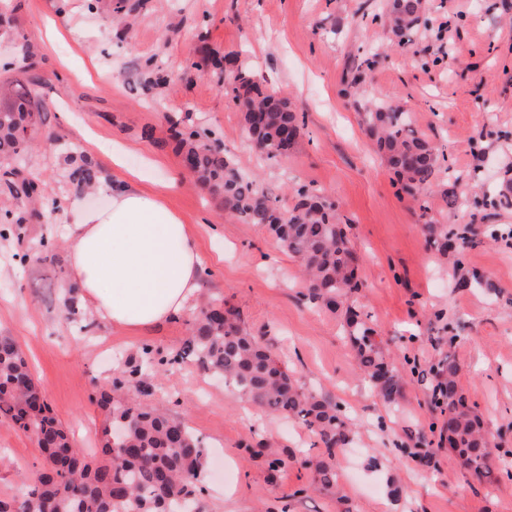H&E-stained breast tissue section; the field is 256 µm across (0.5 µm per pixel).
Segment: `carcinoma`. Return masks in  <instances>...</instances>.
I'll use <instances>...</instances> for the list:
<instances>
[{
  "label": "carcinoma",
  "instance_id": "carcinoma-1",
  "mask_svg": "<svg viewBox=\"0 0 512 512\" xmlns=\"http://www.w3.org/2000/svg\"><path fill=\"white\" fill-rule=\"evenodd\" d=\"M426 0H388L387 17L399 45L419 26ZM233 81L243 89L235 95L245 129L256 148L270 159L285 157L299 138L304 123L277 93L260 87L253 75L239 69ZM37 79L28 78L10 93L0 89V159H22L32 134L42 123L37 103ZM369 135L401 182L402 190L419 202L426 213L427 192L439 172L437 149L412 128L401 105L375 99L362 116ZM170 138L182 160L192 165V174L219 196L224 211L245 224L265 228L303 272L305 296L316 305L336 310L358 287L357 257L346 232L337 223L336 210L318 189L299 188L295 203L284 207L279 199L258 188L245 177L234 157L224 147L210 146L208 132L190 120L171 123ZM73 189L81 193L93 188L98 170L84 163L69 175ZM5 193L37 204L50 217L61 205L47 189L22 175L16 166L0 175ZM450 210L464 208L468 193L450 185L442 191ZM429 243L440 251L448 248V230L427 224ZM25 217L11 210L0 212V238L16 240L23 247L20 262L34 258L54 259L53 245L42 239L38 246L25 244ZM66 318L79 331L89 328L88 313L67 291ZM192 336L173 357H157L149 345L142 346L123 362L121 375L112 381V391L97 397L107 412L104 458L92 465L73 445L70 434L52 415L46 397L32 377L17 344L0 336V419L33 436L49 467L21 498H0V512H193L198 482L205 464L201 439L185 421L160 409L127 401L119 391L126 386L148 397L152 395V369L186 361L222 378L235 391L269 414L302 422L318 439L324 452L308 461L314 470L315 488L340 495L336 454L350 445V424L340 406L305 391L260 340L240 326L239 314L214 299L191 310ZM368 315L346 309L347 337L355 350L363 378L387 403L401 396L404 377L389 359L368 326ZM459 367L446 357L438 366L433 390L434 406L446 416L448 447L464 466L489 482L500 475L489 464L488 440L483 421L458 384ZM122 427L117 434L114 428Z\"/></svg>",
  "mask_w": 512,
  "mask_h": 512
}]
</instances>
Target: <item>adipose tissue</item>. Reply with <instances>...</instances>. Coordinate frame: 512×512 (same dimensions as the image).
<instances>
[{"label": "adipose tissue", "mask_w": 512, "mask_h": 512, "mask_svg": "<svg viewBox=\"0 0 512 512\" xmlns=\"http://www.w3.org/2000/svg\"><path fill=\"white\" fill-rule=\"evenodd\" d=\"M103 208L73 202L69 263L96 315L128 330L179 319L200 289L203 260L182 217L164 200L169 183L142 186L113 153Z\"/></svg>", "instance_id": "adipose-tissue-1"}]
</instances>
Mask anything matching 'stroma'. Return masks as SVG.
Returning a JSON list of instances; mask_svg holds the SVG:
<instances>
[{
  "mask_svg": "<svg viewBox=\"0 0 512 512\" xmlns=\"http://www.w3.org/2000/svg\"><path fill=\"white\" fill-rule=\"evenodd\" d=\"M426 18L402 47L385 0H96L92 9L87 0H0V82L36 75L44 112L23 173L62 204L55 223L27 224L29 240L55 239L54 263L19 264L17 243L0 240V336L15 340L80 446L103 444L106 413L93 391L111 390L117 353L145 344L177 352L192 323L185 314L130 331L97 319L82 333L66 320L71 161L92 162L105 182L119 151L144 185L163 182L183 168L169 122L188 116L260 189L289 202L298 188L321 190L352 242L359 288L347 301L370 315L405 375L395 404L362 379L343 314L313 307L296 259L264 228L225 214L188 174L165 197L204 260L200 298L224 299L304 388L343 406L352 443L336 470L351 512H512V481L488 484L464 469L440 441L443 417L431 404L434 370L453 356L490 432V464L512 469V247L494 237L512 226V0H427ZM24 41L34 52L28 64L15 57ZM205 52L231 56L303 117L288 158L255 149L232 79L194 69ZM367 53L378 61L352 84L350 70ZM152 62L167 81L147 83ZM374 96L402 104L444 156L429 213L402 191L365 132L360 114ZM446 183L489 202L448 210L439 191ZM428 220L447 226L450 252L428 244ZM152 384L150 403L205 444L198 512H340L310 488L305 461L321 449L302 423L266 414L188 362ZM418 440L431 458L424 472L402 451ZM263 442L287 457L286 468L271 470ZM44 466L35 440L0 420V496L21 497Z\"/></svg>",
  "mask_w": 512,
  "mask_h": 512,
  "instance_id": "stroma-1",
  "label": "stroma"
}]
</instances>
